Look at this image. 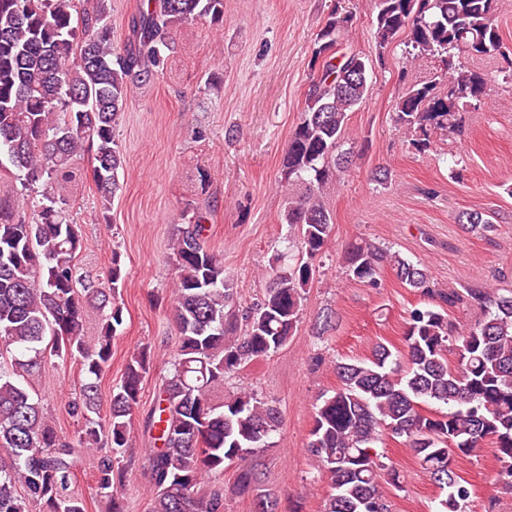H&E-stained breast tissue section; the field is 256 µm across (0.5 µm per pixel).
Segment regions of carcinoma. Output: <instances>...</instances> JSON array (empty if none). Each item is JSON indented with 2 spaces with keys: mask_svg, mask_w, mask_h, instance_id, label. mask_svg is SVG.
Instances as JSON below:
<instances>
[{
  "mask_svg": "<svg viewBox=\"0 0 512 512\" xmlns=\"http://www.w3.org/2000/svg\"><path fill=\"white\" fill-rule=\"evenodd\" d=\"M379 54L404 34L411 55L431 56L446 83L410 85L396 100L393 120L409 145L426 151L437 132L459 133L463 113L485 99L488 79L474 58H499L512 69V48L497 25V0H375ZM110 0H0V170L11 166L22 188L39 182L68 184L80 177L74 158L92 155V182L108 224L111 200L121 189L124 157L115 131L128 91L162 77L174 33L197 18L224 20V0H144L131 19L132 39L112 45ZM353 15L335 4L316 34L305 108L281 165L286 197L280 223L298 233L304 258L281 265L274 255L260 302L243 307L222 257L205 246L207 214L192 211L177 228L172 247L174 314L179 347L172 372L161 378L143 421L149 449L151 512H225L224 492L201 491L207 479L237 466L235 490L255 494L262 512H275L256 494L253 459L271 447L279 429L277 406L252 391L215 403L211 392L245 364L288 343L302 300L314 279L315 259L333 228L323 202L333 170L351 164L354 147L343 133L368 90L372 64L339 47ZM33 215L18 214L19 200L0 196V512H86L69 492L82 453L102 442L95 489L112 512H126L117 496L124 485L120 458L132 448L134 411L154 358L142 346L127 361L120 384L102 397L100 378L112 359V341L123 324L116 303L122 280L112 252L110 286L79 272L83 246L78 225L56 197H27ZM468 233L494 224L481 211L458 218ZM346 275L381 287L389 267L400 283L425 299L408 312L404 346L378 342L371 356L338 360L339 385L315 406L308 448L318 476L328 480L323 512H389L381 491L400 488L399 475L382 461L384 436L400 438L439 488L434 512H466L471 485L454 462L493 445L497 480L512 490V289L445 291L426 268L371 242H354L343 255ZM477 304L482 318L461 330L449 311ZM99 314L93 339L88 313ZM453 359H448V355ZM79 362L83 381L70 413L84 425L62 437L32 380L46 357ZM106 414H101L102 406Z\"/></svg>",
  "mask_w": 512,
  "mask_h": 512,
  "instance_id": "1",
  "label": "carcinoma"
}]
</instances>
